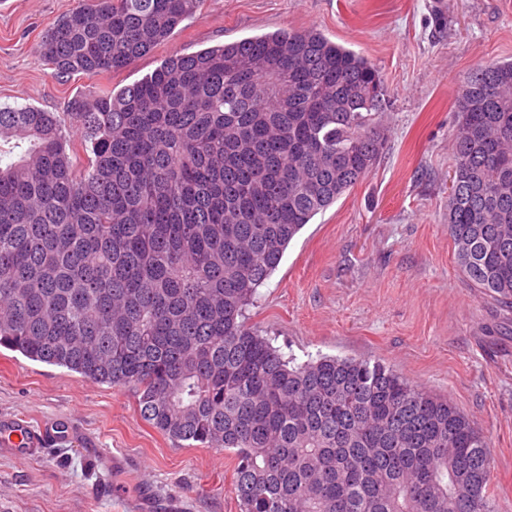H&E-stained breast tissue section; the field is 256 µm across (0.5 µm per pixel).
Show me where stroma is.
<instances>
[{
  "instance_id": "obj_1",
  "label": "stroma",
  "mask_w": 512,
  "mask_h": 512,
  "mask_svg": "<svg viewBox=\"0 0 512 512\" xmlns=\"http://www.w3.org/2000/svg\"><path fill=\"white\" fill-rule=\"evenodd\" d=\"M0 10V107L63 113L171 55L279 29H316L385 80L386 148L291 241L246 312L284 357L369 358L448 396L486 437L490 492L512 512V309L480 298L448 235L457 98L479 66L512 61V0H204L200 16L124 70L59 79L37 51L80 0ZM69 424L21 461L0 448V512H240L227 452L168 439L134 393L0 348V419ZM152 489L155 508L141 503Z\"/></svg>"
}]
</instances>
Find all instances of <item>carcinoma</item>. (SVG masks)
Returning <instances> with one entry per match:
<instances>
[{"mask_svg": "<svg viewBox=\"0 0 512 512\" xmlns=\"http://www.w3.org/2000/svg\"><path fill=\"white\" fill-rule=\"evenodd\" d=\"M202 0H83L42 36L58 78L119 72ZM384 81L317 30L170 56L67 117L0 108V347L131 389L171 440L233 456L240 512H497L491 452L446 396L366 359L291 364L245 325L294 237L385 149ZM448 235L512 305V63L458 99ZM85 156L77 161L78 153Z\"/></svg>", "mask_w": 512, "mask_h": 512, "instance_id": "carcinoma-1", "label": "carcinoma"}]
</instances>
